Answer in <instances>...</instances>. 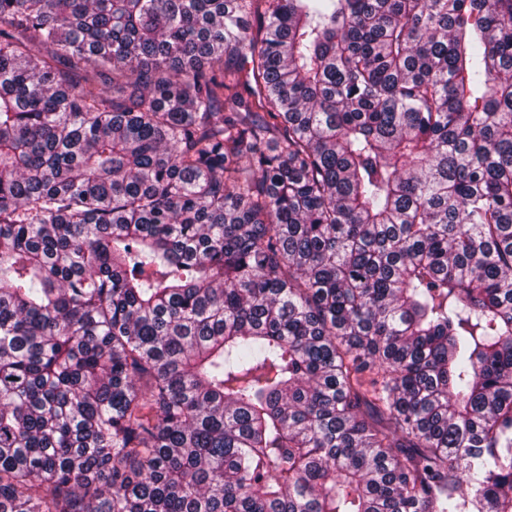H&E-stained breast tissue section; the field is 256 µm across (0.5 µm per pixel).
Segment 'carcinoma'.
<instances>
[{"label":"carcinoma","instance_id":"obj_1","mask_svg":"<svg viewBox=\"0 0 512 512\" xmlns=\"http://www.w3.org/2000/svg\"><path fill=\"white\" fill-rule=\"evenodd\" d=\"M0 512H512V0H0Z\"/></svg>","mask_w":512,"mask_h":512}]
</instances>
